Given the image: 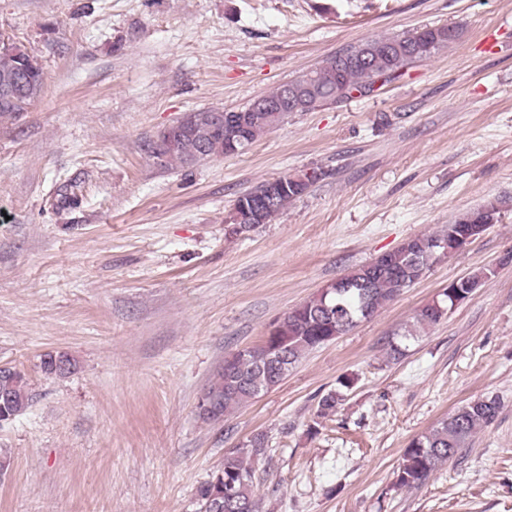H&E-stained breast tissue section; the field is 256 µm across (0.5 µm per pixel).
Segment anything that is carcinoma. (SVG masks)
Listing matches in <instances>:
<instances>
[{"mask_svg": "<svg viewBox=\"0 0 512 512\" xmlns=\"http://www.w3.org/2000/svg\"><path fill=\"white\" fill-rule=\"evenodd\" d=\"M460 36L458 27L425 26L412 31L374 38L339 54L325 58L311 71L317 82L320 105L338 103L354 92H370L375 78L382 72L408 69L412 64L431 57L448 46V31ZM21 84L14 99L0 104V116H12L37 100L44 88L42 68L18 62ZM245 144L251 145L286 118L285 112H249ZM234 147L224 135L204 138L202 129H187L173 137L159 135L153 151L159 160L193 164L208 158L231 155ZM318 178L303 173L292 179L279 178L282 186L265 222H271L289 202L301 197ZM500 214V202L489 201L477 209L459 214L436 233L409 238L397 248L352 270L342 277L338 288L318 291L297 308L278 320L277 335L263 336L260 343L224 358L199 401L200 414L213 422H222L241 406L267 392V388L284 380L288 373L310 351L348 333L358 323L372 318L386 303L395 300L406 289L421 280L431 265L424 260L439 252V244L449 241L459 229L470 224H494ZM488 273L484 270L468 274L464 281L447 288L440 298L423 306L416 323L433 326L454 308L453 297L467 298L480 288ZM73 368L64 356L48 354L40 369L47 376H63ZM32 394L24 373L14 367L0 369V423L9 422L29 407ZM343 393L329 391L318 401L317 417L336 411ZM501 402L497 396H483L455 408L428 432L413 438L404 451L396 473V485L414 488L424 483L433 472L461 454L475 434L498 416ZM268 443L264 434H255L224 455V464L197 489L199 512H259L254 494L255 464L266 455ZM234 482L236 496L224 495L227 481Z\"/></svg>", "mask_w": 512, "mask_h": 512, "instance_id": "cac0c4a2", "label": "carcinoma"}]
</instances>
